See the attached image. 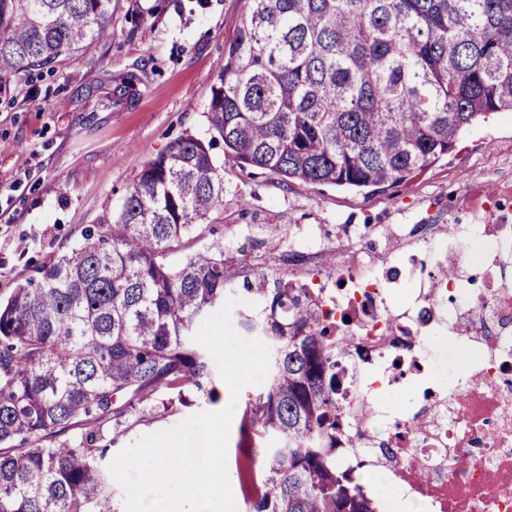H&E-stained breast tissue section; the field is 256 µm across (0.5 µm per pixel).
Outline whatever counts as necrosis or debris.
<instances>
[{
  "instance_id": "4bbe7bcc",
  "label": "necrosis or debris",
  "mask_w": 512,
  "mask_h": 512,
  "mask_svg": "<svg viewBox=\"0 0 512 512\" xmlns=\"http://www.w3.org/2000/svg\"><path fill=\"white\" fill-rule=\"evenodd\" d=\"M403 257L350 239L335 277L284 241L349 343L344 403H366L367 468L382 512H512V215L433 224ZM427 472L417 480V472Z\"/></svg>"
}]
</instances>
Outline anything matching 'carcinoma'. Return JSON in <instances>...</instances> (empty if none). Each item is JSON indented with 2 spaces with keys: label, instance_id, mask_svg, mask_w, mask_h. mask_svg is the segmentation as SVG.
<instances>
[{
  "label": "carcinoma",
  "instance_id": "obj_1",
  "mask_svg": "<svg viewBox=\"0 0 512 512\" xmlns=\"http://www.w3.org/2000/svg\"><path fill=\"white\" fill-rule=\"evenodd\" d=\"M210 122L224 157L285 180L400 186L460 134L512 112V0H243ZM112 30V0H0V86ZM205 143L149 159L119 212L0 301V512H122L101 427L165 393H211L215 363L192 337L233 293L224 241L198 226L222 200ZM239 330L270 350L246 413L264 449L248 512H380L336 442L355 447L366 411L338 398L347 340L293 280L248 288Z\"/></svg>",
  "mask_w": 512,
  "mask_h": 512
}]
</instances>
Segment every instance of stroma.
Returning a JSON list of instances; mask_svg holds the SVG:
<instances>
[{
    "label": "stroma",
    "mask_w": 512,
    "mask_h": 512,
    "mask_svg": "<svg viewBox=\"0 0 512 512\" xmlns=\"http://www.w3.org/2000/svg\"><path fill=\"white\" fill-rule=\"evenodd\" d=\"M242 10L243 0H112L110 38L0 91V299L40 262L75 247L86 226L116 214L159 151L186 135L214 136L211 87ZM213 154L224 196L203 227L227 243L224 267L238 289L295 276L267 242L265 224L285 235L310 225L332 274L346 242L338 225L424 224L432 215L465 224L484 194L512 207V112L473 126L425 174L384 191L285 183L264 170L226 166L223 147ZM214 385L213 398L170 409L156 402L133 416L120 447L224 408L230 391L223 380ZM243 414L236 409L227 451L237 512H246L242 467L261 463L263 446L242 435Z\"/></svg>",
    "instance_id": "1"
}]
</instances>
